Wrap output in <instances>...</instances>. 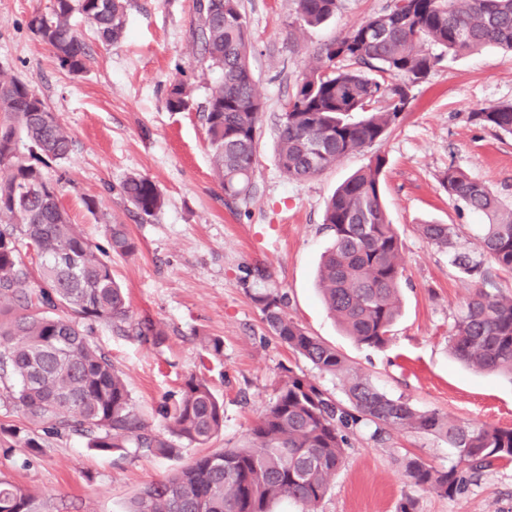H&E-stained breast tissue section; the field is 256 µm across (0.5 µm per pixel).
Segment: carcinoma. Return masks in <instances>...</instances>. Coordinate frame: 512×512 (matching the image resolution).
<instances>
[{
    "mask_svg": "<svg viewBox=\"0 0 512 512\" xmlns=\"http://www.w3.org/2000/svg\"><path fill=\"white\" fill-rule=\"evenodd\" d=\"M341 0H293L296 22L317 27ZM201 62L220 77L200 106L212 170L226 201L250 199L263 104L249 56L252 45L238 0H194ZM126 0H51L30 27L61 68L83 71L87 45L71 23L74 14L93 25L104 45L125 35ZM486 46L512 51V0H390L380 12L324 44L316 61L296 81L279 118L277 160L288 179H310L341 159L382 140L409 104L410 86L426 80L442 55ZM172 112L193 107L192 89L181 79L167 89ZM358 112V120L351 114ZM481 124L512 135V103L474 113ZM25 139L44 165L66 160L73 140L58 117L25 83L0 81V382L29 435L0 427L30 455L40 452L38 432L79 434L89 447L125 455L129 449L181 459L178 444L205 445L224 428V404L203 378L183 381L174 406L163 412V430L136 413L123 375L90 340L100 322H127L128 295L112 277L99 246L70 223L59 202V182L18 161ZM385 159L371 157L328 200L323 224L332 245L318 271L329 313L357 344L382 348L399 315L404 276L402 243L383 202ZM448 197L486 218L479 255L512 273V209L484 183L453 165L440 177ZM120 193L143 218L163 206L157 185L132 174ZM431 243L453 247L455 227L419 224ZM111 249L134 255L139 247L123 224L105 225ZM33 244L40 263L24 261L20 245ZM452 264L483 284L482 261L455 251ZM269 331L288 350L322 373L342 380L345 402L313 380L288 371L273 402L248 432V444L199 455L148 483L125 512H271L291 499L305 512H319L330 481L344 460L348 432L372 424L380 435L399 430L432 435L453 449L455 460L437 468L419 457L404 463L416 486L454 496L484 472L512 462V429L465 425L438 410L420 411L381 391L336 348L288 316L285 295H252ZM138 335L155 344L164 330L138 325ZM453 355L471 368L512 380V296L479 286L448 336ZM37 492L0 478V512H39Z\"/></svg>",
    "mask_w": 512,
    "mask_h": 512,
    "instance_id": "carcinoma-1",
    "label": "carcinoma"
}]
</instances>
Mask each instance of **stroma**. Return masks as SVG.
I'll return each mask as SVG.
<instances>
[{"label":"stroma","instance_id":"obj_1","mask_svg":"<svg viewBox=\"0 0 512 512\" xmlns=\"http://www.w3.org/2000/svg\"><path fill=\"white\" fill-rule=\"evenodd\" d=\"M389 0H342L321 26L295 22L290 0H240L253 45L250 65L263 102L255 186L247 202L226 204L212 173L206 128L195 109L173 112L167 88L176 79L204 102L216 72L202 70L194 41L193 0H129L125 39L99 43L90 23L74 17L89 48L78 74L60 68L30 29L50 0H0V76L26 83L55 112L73 151L49 169L62 180L61 206L86 236L106 246L104 227L126 225L136 255L109 252L112 274L128 292L132 322L95 325L91 341L126 379L137 414L161 428L185 376L205 377L224 403V429L211 449L243 445L252 424L275 397L286 370L306 374L336 399L341 382L293 356L268 330L253 302L266 289L285 294L289 317L335 347L392 397L417 409L438 410L471 425L512 428V379L479 372L448 349L454 320L474 283L450 263L448 250L417 232L433 221L457 228L456 246L475 250L484 217L458 206L439 178L454 165L485 183L512 207V136L483 126L474 114L512 102V52L496 47L443 56L435 72L409 89L410 103L386 137L319 175L293 182L276 157V125L297 78L317 50ZM386 160L385 203L402 241L405 268L401 314L383 348L357 345L323 306L316 272L331 238L322 228L335 188L372 155ZM131 174L150 177L164 204L141 218L119 191ZM95 199L96 212L85 201ZM263 277H255V270ZM150 320L166 335L144 342L134 324ZM219 338L211 356L203 337ZM40 453L0 451V474L42 495L45 512H122L175 461L146 455H105L78 434L41 436ZM417 456L438 467L453 459L434 436L391 430L350 437L320 512H397L411 498L415 512H512V463L487 472L459 495L442 496L408 482L403 460Z\"/></svg>","mask_w":512,"mask_h":512}]
</instances>
